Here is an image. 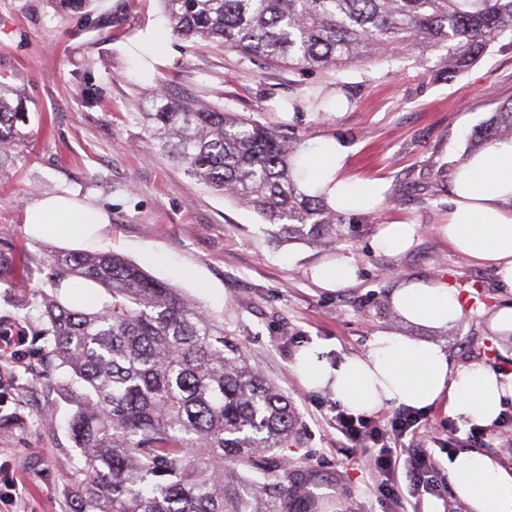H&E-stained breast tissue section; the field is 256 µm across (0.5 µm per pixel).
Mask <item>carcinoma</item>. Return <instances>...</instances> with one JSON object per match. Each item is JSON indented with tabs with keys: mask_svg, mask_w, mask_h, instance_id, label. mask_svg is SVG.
I'll return each instance as SVG.
<instances>
[{
	"mask_svg": "<svg viewBox=\"0 0 512 512\" xmlns=\"http://www.w3.org/2000/svg\"><path fill=\"white\" fill-rule=\"evenodd\" d=\"M173 34L299 71L339 72L436 57V76L467 74L512 35V0H159ZM136 109L190 177L257 212L279 243L336 242L357 221L303 188L300 139L257 120L194 105L162 88ZM23 93L0 82V168L31 131ZM512 139V101L471 146ZM58 279L105 290L99 309L35 297L52 353L71 378L70 431L83 458L73 512H313L307 478L276 449L294 436L288 398L224 323L116 252L58 251Z\"/></svg>",
	"mask_w": 512,
	"mask_h": 512,
	"instance_id": "cac0c4a2",
	"label": "carcinoma"
}]
</instances>
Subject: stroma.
Returning a JSON list of instances; mask_svg holds the SVG:
<instances>
[{
  "label": "stroma",
  "mask_w": 512,
  "mask_h": 512,
  "mask_svg": "<svg viewBox=\"0 0 512 512\" xmlns=\"http://www.w3.org/2000/svg\"><path fill=\"white\" fill-rule=\"evenodd\" d=\"M434 65L409 51L391 66L303 73L194 49L171 32L159 0H94L79 14L56 11L51 0H0V79L23 88L32 132L0 170V322L27 336L24 362L0 372V468L23 492L19 512H70L82 466L68 428L74 407L55 391L69 373L52 357L34 304L51 288L49 256L62 244L27 234L24 224L30 206L57 194L108 212L99 250L180 288L247 346L296 412L297 435L280 454L307 475L315 512H469L448 483V461L457 449L483 446L471 425L439 407L425 411L418 438L432 449L445 489L403 511L329 428L331 391L306 390L292 371L303 349L321 348L334 362L363 355L379 332L437 342L458 364L512 370V338L490 328L493 312L512 305V291L441 232L452 175L474 130L512 101V39L501 38L452 80L435 79ZM155 84L298 135L316 157L340 143L342 176L385 187L379 223L345 231L331 251L274 244L258 213L197 182L154 146L134 103ZM302 98L319 101L325 119L295 110ZM393 223L417 227L407 252L373 245L381 225ZM339 256L352 261L357 278L331 290L315 273ZM411 278L464 289L461 321L438 330L400 322L390 295Z\"/></svg>",
  "instance_id": "35a3bbf8"
}]
</instances>
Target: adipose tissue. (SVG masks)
<instances>
[{"instance_id": "1", "label": "adipose tissue", "mask_w": 512, "mask_h": 512, "mask_svg": "<svg viewBox=\"0 0 512 512\" xmlns=\"http://www.w3.org/2000/svg\"><path fill=\"white\" fill-rule=\"evenodd\" d=\"M343 151L308 168L312 186L327 189L337 210L383 205L379 186L362 188L340 176ZM28 232L51 234L65 243L91 245L109 223L104 211L62 195L38 200L27 210ZM449 245L476 263L491 266L501 287L512 289V141H497L470 158L452 177ZM462 292L443 281L409 280L395 288L391 304L406 322L434 329L458 323L464 315ZM294 371L310 390H330L353 414L388 405L440 407L452 418L489 427L504 402L512 399V371L481 364L460 366L438 343L391 332L373 336L368 350L329 362L320 348L300 352ZM448 471L455 492L470 512H512V468L491 453L464 448L455 452Z\"/></svg>"}]
</instances>
